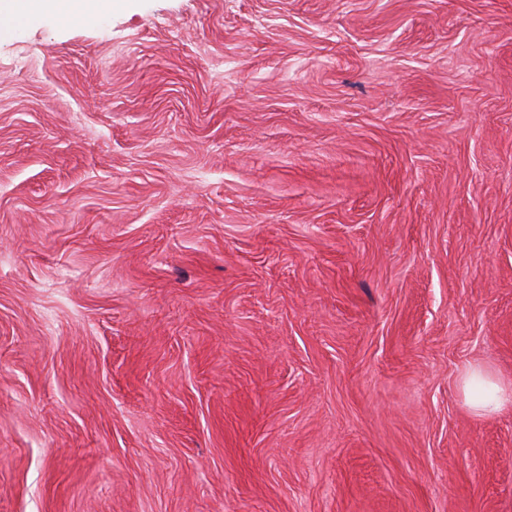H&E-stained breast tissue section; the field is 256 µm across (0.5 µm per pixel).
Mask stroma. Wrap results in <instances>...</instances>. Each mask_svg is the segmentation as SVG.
<instances>
[{"label":"stroma","mask_w":512,"mask_h":512,"mask_svg":"<svg viewBox=\"0 0 512 512\" xmlns=\"http://www.w3.org/2000/svg\"><path fill=\"white\" fill-rule=\"evenodd\" d=\"M512 0H115L0 31V512H512ZM460 387L466 404L477 416L493 415L512 407V386L482 365H470L461 376Z\"/></svg>","instance_id":"stroma-1"}]
</instances>
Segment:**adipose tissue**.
I'll list each match as a JSON object with an SVG mask.
<instances>
[{
	"label": "adipose tissue",
	"instance_id": "ef3b65f1",
	"mask_svg": "<svg viewBox=\"0 0 512 512\" xmlns=\"http://www.w3.org/2000/svg\"><path fill=\"white\" fill-rule=\"evenodd\" d=\"M112 5L113 0H0V27L30 16L56 22L93 20L111 14ZM460 387L475 415H493L512 407V386L484 366H469L461 376Z\"/></svg>",
	"mask_w": 512,
	"mask_h": 512
}]
</instances>
